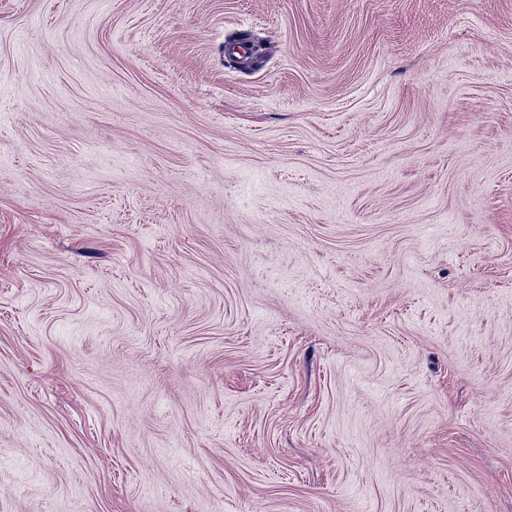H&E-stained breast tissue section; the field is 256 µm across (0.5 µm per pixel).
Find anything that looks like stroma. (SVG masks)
I'll return each instance as SVG.
<instances>
[{
	"instance_id": "35a3bbf8",
	"label": "stroma",
	"mask_w": 512,
	"mask_h": 512,
	"mask_svg": "<svg viewBox=\"0 0 512 512\" xmlns=\"http://www.w3.org/2000/svg\"><path fill=\"white\" fill-rule=\"evenodd\" d=\"M0 512H512V0H0Z\"/></svg>"
}]
</instances>
